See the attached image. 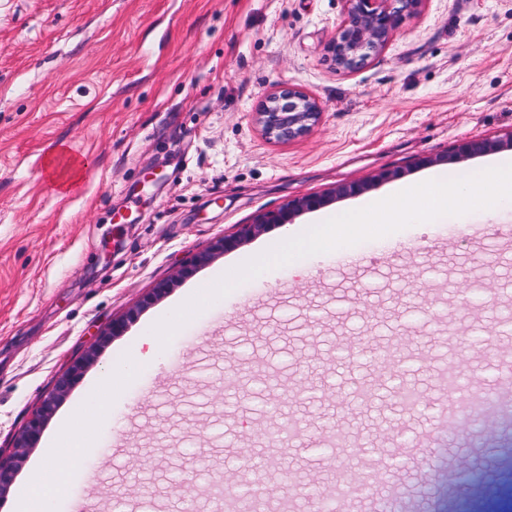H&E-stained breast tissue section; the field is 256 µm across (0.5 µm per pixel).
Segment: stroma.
I'll return each mask as SVG.
<instances>
[{
	"label": "stroma",
	"mask_w": 512,
	"mask_h": 512,
	"mask_svg": "<svg viewBox=\"0 0 512 512\" xmlns=\"http://www.w3.org/2000/svg\"><path fill=\"white\" fill-rule=\"evenodd\" d=\"M343 0H0V449L84 345L135 317L56 406L104 411L54 512H214L213 483L258 479L268 429L298 425L262 481L268 512H311V488L388 468L342 512H493L512 495V410L476 416L408 455L448 405L449 373L494 386L491 356L512 358V207L442 227L416 224L333 253L300 278L269 270L193 316L147 362L141 341L163 314L281 239L271 226L200 265L163 298L157 283L217 237L289 200L383 168L424 180L416 158L470 136L512 131V0H425L359 69L325 47ZM315 96L318 127L290 143L251 121L280 85ZM75 172L55 175L60 154ZM156 172L157 185L144 183ZM399 341L403 375L423 391L403 409L371 356ZM275 375L288 402L270 409ZM369 399L354 402L361 381ZM344 431L345 461L314 449ZM476 473L461 481V466Z\"/></svg>",
	"instance_id": "35a3bbf8"
}]
</instances>
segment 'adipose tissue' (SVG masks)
Returning <instances> with one entry per match:
<instances>
[{
	"instance_id": "adipose-tissue-1",
	"label": "adipose tissue",
	"mask_w": 512,
	"mask_h": 512,
	"mask_svg": "<svg viewBox=\"0 0 512 512\" xmlns=\"http://www.w3.org/2000/svg\"><path fill=\"white\" fill-rule=\"evenodd\" d=\"M86 417V412H73L65 421L66 436H53L47 440L43 454L33 469L32 479L18 490V512H27L31 500L47 502L66 493L69 469L81 460L79 449L85 441L82 422ZM62 455L67 456V465H59L58 458Z\"/></svg>"
}]
</instances>
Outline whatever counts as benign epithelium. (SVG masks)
Returning a JSON list of instances; mask_svg holds the SVG:
<instances>
[{"instance_id": "7a95c632", "label": "benign epithelium", "mask_w": 512, "mask_h": 512, "mask_svg": "<svg viewBox=\"0 0 512 512\" xmlns=\"http://www.w3.org/2000/svg\"><path fill=\"white\" fill-rule=\"evenodd\" d=\"M345 14L336 34L326 47L337 68L344 71L357 69L372 53L381 51L389 43L404 15L420 12L425 0H344ZM321 105L305 91L288 86L271 92L261 109L254 113L253 121L261 134L277 142H290L309 135L321 120ZM503 149H512V131L499 138L472 137L455 144L443 155L417 160L419 165H434L459 161ZM405 174L402 169H384L366 181L336 185L323 194H311L296 198L276 211L257 216L250 224H239L236 230L216 240L200 255L205 261L217 254L233 250L260 235L273 224H286L294 216L326 206L331 201L364 193L370 187L397 179ZM135 312L112 319L97 334L93 344L82 351L59 376L41 403L31 412L25 426L19 432L7 454L0 453V496L13 483L16 473L37 444L46 419L56 404L65 397L72 385L80 379L84 370L94 360L98 347L120 336Z\"/></svg>"}]
</instances>
